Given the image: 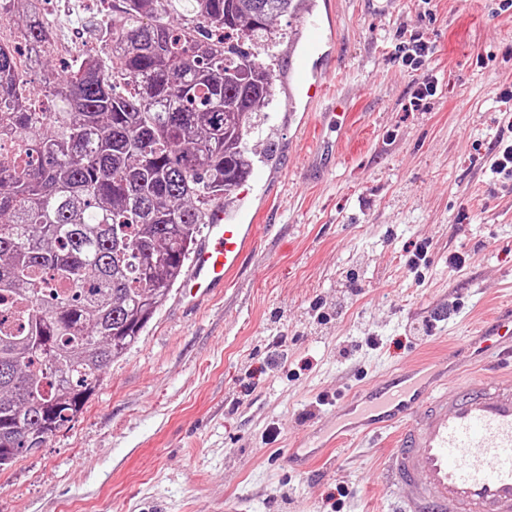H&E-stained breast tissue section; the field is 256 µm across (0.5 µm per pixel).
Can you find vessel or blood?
<instances>
[{
    "mask_svg": "<svg viewBox=\"0 0 512 512\" xmlns=\"http://www.w3.org/2000/svg\"><path fill=\"white\" fill-rule=\"evenodd\" d=\"M306 25L308 47L290 66L298 91L313 101L328 82L308 65L323 40L320 23ZM248 216L240 205L230 213L212 208L208 236L182 280L185 299L198 301L230 281L252 242ZM459 353L504 369L452 387L444 364L413 363L338 397L332 416L310 431V450L290 452V461L305 471L353 438L392 430L384 480L399 489L400 512H512V306L478 322Z\"/></svg>",
    "mask_w": 512,
    "mask_h": 512,
    "instance_id": "vessel-or-blood-1",
    "label": "vessel or blood"
}]
</instances>
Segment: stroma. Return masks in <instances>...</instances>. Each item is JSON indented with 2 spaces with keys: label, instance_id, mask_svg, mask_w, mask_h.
I'll use <instances>...</instances> for the list:
<instances>
[{
  "label": "stroma",
  "instance_id": "35a3bbf8",
  "mask_svg": "<svg viewBox=\"0 0 512 512\" xmlns=\"http://www.w3.org/2000/svg\"><path fill=\"white\" fill-rule=\"evenodd\" d=\"M44 9L54 38L42 69L98 49L97 0ZM311 14L328 39L317 66L333 78L314 104L289 91L286 38L307 14L277 18L269 118L248 135L265 173L246 200L262 214L253 249L210 297L173 290L78 419L0 470V512H225L238 500L243 512H392L386 435L334 448L325 469L296 470L287 452L336 395L441 357L512 304V179L489 170L512 120L495 99L512 88V8L315 0ZM403 29L434 44L424 70L397 57ZM427 74L437 91L414 103ZM323 136L336 154L319 178L306 155ZM428 318L429 335H415Z\"/></svg>",
  "mask_w": 512,
  "mask_h": 512
}]
</instances>
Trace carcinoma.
I'll use <instances>...</instances> for the list:
<instances>
[{"mask_svg":"<svg viewBox=\"0 0 512 512\" xmlns=\"http://www.w3.org/2000/svg\"><path fill=\"white\" fill-rule=\"evenodd\" d=\"M42 0H0L33 56ZM303 0H112L99 42L41 72L47 107L0 43V470L83 412L185 275L214 204L254 162L272 100L273 21Z\"/></svg>","mask_w":512,"mask_h":512,"instance_id":"carcinoma-1","label":"carcinoma"}]
</instances>
